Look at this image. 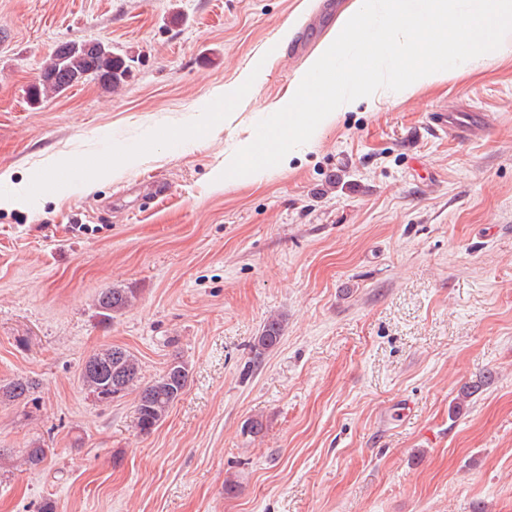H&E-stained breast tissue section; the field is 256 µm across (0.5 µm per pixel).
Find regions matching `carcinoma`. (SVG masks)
<instances>
[{"label":"carcinoma","instance_id":"1","mask_svg":"<svg viewBox=\"0 0 512 512\" xmlns=\"http://www.w3.org/2000/svg\"><path fill=\"white\" fill-rule=\"evenodd\" d=\"M129 70L130 59L112 52L105 44L95 53L89 54L82 43H62L56 47L31 86L30 100L37 103L88 79L103 78V87L117 91L126 81ZM134 299V291L130 288H107L99 293L97 308L103 318L110 320L129 308ZM282 336V318H268L253 341L255 360L262 361L266 353L278 346ZM139 372V363L134 355L122 347L105 345L84 361L81 379L83 386L102 402L135 395L137 428L141 433L148 434L167 417L170 408L184 393L190 367L187 362L176 358L162 375L144 387L138 386ZM491 379L492 375L488 374L462 386L451 414L462 412L463 403L476 395ZM37 388L38 382L31 377H17L0 384V406L26 405L35 400ZM48 452L49 449L43 444L35 442L25 449L24 463L37 470L45 463Z\"/></svg>","mask_w":512,"mask_h":512}]
</instances>
